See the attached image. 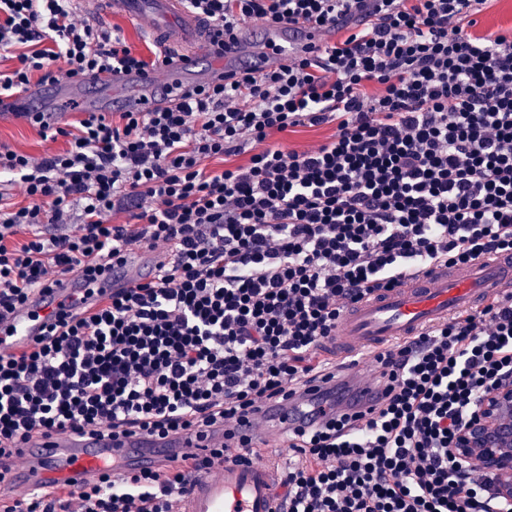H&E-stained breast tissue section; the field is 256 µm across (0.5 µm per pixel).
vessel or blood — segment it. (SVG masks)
<instances>
[{"instance_id": "vessel-or-blood-1", "label": "vessel or blood", "mask_w": 512, "mask_h": 512, "mask_svg": "<svg viewBox=\"0 0 512 512\" xmlns=\"http://www.w3.org/2000/svg\"><path fill=\"white\" fill-rule=\"evenodd\" d=\"M95 19L119 15L131 22L148 21L149 36L175 47L167 63L172 71L168 85H157L151 71L104 72L94 91L77 93L63 85L35 86L0 104L7 112H38L47 125L64 122L75 107L89 112H152L181 101L185 89L218 78L235 79L240 70L263 74L294 57H306L327 43L329 30L303 21L266 22L261 34L239 29L234 37L188 10L184 0H78ZM214 42L213 52L199 60L192 44ZM160 259L148 248L129 252L112 270L97 280L63 278L38 291L0 319V355L16 353L46 335L51 322L97 305L112 293L148 282ZM512 293V257L492 254L464 268L439 266L430 273L363 299L336 325L337 374L360 391L359 412H368L377 388L366 364L385 352L388 342L408 339L444 324L449 318L491 299ZM334 383L319 380L277 407H263L234 422L204 432L197 430L159 437L137 429L119 437H98L69 430L48 431L19 442L24 464L14 477L0 483V512L20 495L53 483L75 488L96 483L104 474L131 471L140 458L154 468L170 464L173 457H203L225 448L218 473L192 476L180 498L177 512H281L283 502L275 492L276 471L269 460L241 456L240 448L253 446L286 454V437L303 424L306 411L335 415Z\"/></svg>"}]
</instances>
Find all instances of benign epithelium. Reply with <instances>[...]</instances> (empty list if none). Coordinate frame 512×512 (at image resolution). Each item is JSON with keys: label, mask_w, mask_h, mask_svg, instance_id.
Returning <instances> with one entry per match:
<instances>
[{"label": "benign epithelium", "mask_w": 512, "mask_h": 512, "mask_svg": "<svg viewBox=\"0 0 512 512\" xmlns=\"http://www.w3.org/2000/svg\"><path fill=\"white\" fill-rule=\"evenodd\" d=\"M448 457L463 467L479 461L491 477L492 496L512 504V375L501 377L459 429Z\"/></svg>", "instance_id": "1"}]
</instances>
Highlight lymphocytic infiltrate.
<instances>
[{"mask_svg": "<svg viewBox=\"0 0 512 512\" xmlns=\"http://www.w3.org/2000/svg\"><path fill=\"white\" fill-rule=\"evenodd\" d=\"M247 20L359 28L313 58L186 90L174 108L88 112L38 158L0 149V315L131 246L169 254L149 283L0 355V460L47 430H204L336 375L327 345L356 300L433 265L512 254V30L471 34L489 0H185ZM0 97L31 82L160 69L73 0H0ZM335 123L285 151L270 137ZM256 145L246 164L212 168ZM247 152V151H246ZM117 213L123 224L109 223ZM368 414L317 415L290 438L283 512H493L490 476L459 474L461 424L512 374V296L392 344ZM213 458L142 465L9 512H176Z\"/></svg>", "mask_w": 512, "mask_h": 512, "instance_id": "1", "label": "lymphocytic infiltrate"}]
</instances>
